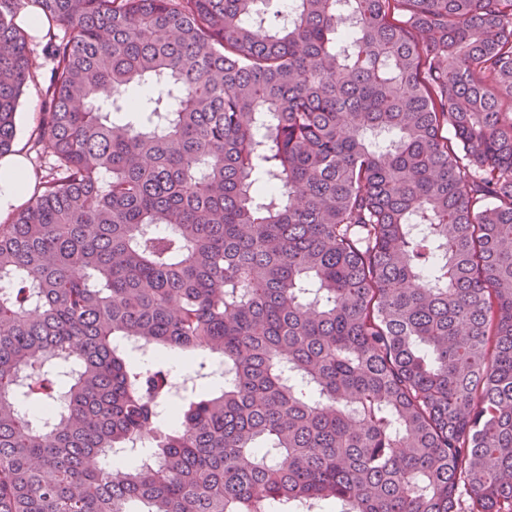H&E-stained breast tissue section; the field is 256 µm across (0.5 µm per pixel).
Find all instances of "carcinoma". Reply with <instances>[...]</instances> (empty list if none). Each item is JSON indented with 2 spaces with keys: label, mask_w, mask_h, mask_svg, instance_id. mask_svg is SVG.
I'll use <instances>...</instances> for the list:
<instances>
[{
  "label": "carcinoma",
  "mask_w": 512,
  "mask_h": 512,
  "mask_svg": "<svg viewBox=\"0 0 512 512\" xmlns=\"http://www.w3.org/2000/svg\"><path fill=\"white\" fill-rule=\"evenodd\" d=\"M266 2L0 0V512H512V0ZM46 42L47 39L42 37V34L28 40V48L37 77L34 81L29 82L25 88L17 114V133L13 144V150L15 151L13 153L17 154L0 159L1 214L19 206L25 199L26 168L24 157L28 169H32V164L34 166L35 163L39 165L34 153L29 151V140L45 107V77L50 69V62L44 51Z\"/></svg>",
  "instance_id": "carcinoma-1"
}]
</instances>
